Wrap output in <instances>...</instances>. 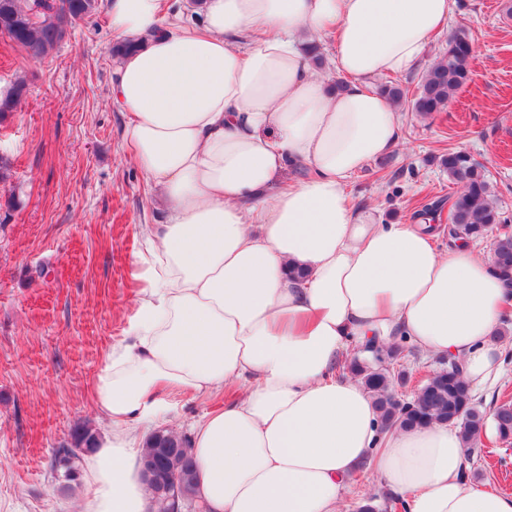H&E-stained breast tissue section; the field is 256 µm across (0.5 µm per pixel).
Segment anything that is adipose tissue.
<instances>
[{
    "label": "adipose tissue",
    "instance_id": "obj_1",
    "mask_svg": "<svg viewBox=\"0 0 512 512\" xmlns=\"http://www.w3.org/2000/svg\"><path fill=\"white\" fill-rule=\"evenodd\" d=\"M105 9L134 45L111 78L123 139L167 218L145 229L137 307L92 384L108 427L82 512H150L142 432L171 394L229 387L192 431L205 512H342L364 468L405 512H512V494L466 474L457 429L380 433L371 394L337 374L352 343L397 336L470 385L501 373L512 293L489 257L375 223L347 193L401 140L376 79L412 71L456 0H199L196 24L169 0ZM327 34L338 92L305 57ZM293 167L305 176L286 180Z\"/></svg>",
    "mask_w": 512,
    "mask_h": 512
}]
</instances>
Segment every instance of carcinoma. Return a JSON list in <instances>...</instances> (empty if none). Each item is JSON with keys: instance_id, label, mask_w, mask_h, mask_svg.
<instances>
[{"instance_id": "1", "label": "carcinoma", "mask_w": 512, "mask_h": 512, "mask_svg": "<svg viewBox=\"0 0 512 512\" xmlns=\"http://www.w3.org/2000/svg\"><path fill=\"white\" fill-rule=\"evenodd\" d=\"M99 8L98 0H0V35L34 56H44L63 41L67 27L91 15ZM474 47L466 28L456 29L447 41L440 60L421 77L414 91L388 81L381 90L395 103L408 105L419 116L443 112L456 94L470 80ZM26 82L17 80L10 91L0 94V122L21 107ZM439 166L448 173L457 190L433 202L434 210L448 207V236L452 239L481 240L494 228L508 223L499 208L495 188L485 167L469 152L450 148L438 157ZM491 256L493 268L505 287L512 289V233L495 235ZM406 338L389 345L368 344L347 358L343 372L361 380L372 393L382 429L396 426L412 428L431 423L447 424L459 429L471 450L491 431L500 441L512 439V400L497 401L489 408L477 402L456 361L434 372L403 400L395 392V382H407L401 371L392 375L389 365L405 351ZM97 436L92 429L77 426L70 443L54 449L51 468L60 473L62 487L79 480L80 449H94ZM159 448H180L181 456L170 465V473L180 478L179 492L188 498L195 494L198 472L187 437L163 430L151 436L141 459L152 456Z\"/></svg>"}]
</instances>
